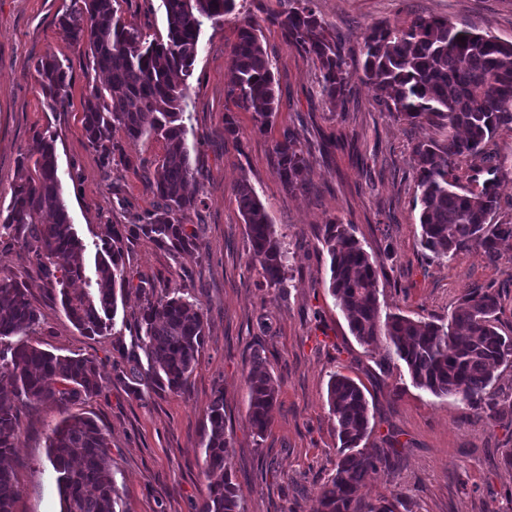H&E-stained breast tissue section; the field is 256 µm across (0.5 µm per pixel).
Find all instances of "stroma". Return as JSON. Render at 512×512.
Returning a JSON list of instances; mask_svg holds the SVG:
<instances>
[{
	"label": "stroma",
	"instance_id": "35a3bbf8",
	"mask_svg": "<svg viewBox=\"0 0 512 512\" xmlns=\"http://www.w3.org/2000/svg\"><path fill=\"white\" fill-rule=\"evenodd\" d=\"M64 4L0 0V208L11 200L19 162L33 149L36 134L51 131L65 205L90 266L109 226L152 207L142 162L160 159L165 143H131L115 132V159L103 168L83 127L86 98L103 77L88 69L84 53L59 28ZM114 7L148 37L165 34L159 0H116ZM287 8L288 0H246L243 7L259 24L280 98L262 130L254 112L238 107L228 91L239 19L231 15L221 25L203 26L184 114L187 141L197 147L191 162L202 172L203 203L182 217L202 248L176 256L143 236L126 240L134 286L118 307L113 329L83 334L54 300L30 248L20 240L0 243V272L25 281L42 314L43 328L28 343L58 355L95 358L103 379L98 395L68 408L41 404L22 410L10 460L20 490L14 512H61L48 438L72 416L93 418L110 435L124 512H194L208 495L202 443L206 410L219 393L244 512H313L337 459L327 404V383L336 372L363 388L372 427L367 446L386 457L361 486L363 502L396 498L404 512H512V467L503 461L512 450V422L491 423L458 398L417 388L405 367L383 372L384 344L361 345L329 292V258L318 237L324 224L351 225L364 249L384 261L381 305L414 319L447 316L468 288L481 285L498 293L499 325L512 332V276L476 249L450 261L421 253L413 149L437 137L436 127L396 121L369 85L346 105L330 104L319 92L316 65L266 20ZM315 8L343 33L357 35L379 22L402 27L423 15L512 41V0H315ZM49 52L67 57L73 74L67 102L55 111L46 106L34 70ZM228 118L237 136L225 132ZM290 128L313 154L308 187L297 194L287 193L273 172L275 144ZM330 133L339 141L328 155H319ZM243 180L291 252L286 290L267 287L250 260L236 199ZM147 283L184 289L204 314V346L178 393L137 394L123 375L117 347L132 341L129 323L145 300ZM257 352L266 357L277 391L272 421L260 437L247 423L246 376Z\"/></svg>",
	"mask_w": 512,
	"mask_h": 512
}]
</instances>
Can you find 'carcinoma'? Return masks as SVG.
<instances>
[{"label":"carcinoma","mask_w":512,"mask_h":512,"mask_svg":"<svg viewBox=\"0 0 512 512\" xmlns=\"http://www.w3.org/2000/svg\"><path fill=\"white\" fill-rule=\"evenodd\" d=\"M314 0H293L288 11L267 17L280 28L288 46L319 65L321 94L331 103L356 96L358 83L384 92L383 105L399 121H428L440 137L416 145L422 229L420 247L435 258L453 259L473 248L487 262L507 267L512 255L503 252L512 241V220L494 222L500 208L498 184L508 158L488 157L486 143L500 130L512 131V41L467 29L446 19L418 16L399 28L386 22L367 27L359 54L347 46L350 37L332 31L313 7ZM236 0H160L166 37L149 41L117 16L113 0H69L59 18L64 36L84 49L89 65L107 74L93 87L84 106V130L104 164L112 161V133L120 130L134 143L159 137L166 151L145 182L156 198L154 207L129 217V233L143 235L175 253L201 248L199 236L181 223L202 199L187 192L200 178L192 167L184 103L200 50L206 22L217 26L236 10ZM256 22L243 20L231 51L234 80L231 94L255 113L263 128L274 116L276 97L271 62L256 34ZM464 41H459V38ZM37 82L48 107L64 106L72 82L68 59L49 53L35 64ZM36 151L20 162V183L7 214L0 219V238H23L34 246L38 269L73 324L89 336L110 327L117 313L118 293L131 279L123 235L112 225V244L96 251V279L84 263L86 246L71 224L62 199L56 138L36 135ZM275 174L288 193L307 186L311 153L298 134L283 133L275 145ZM474 165L471 186L456 175L461 160ZM251 259L260 267L267 287L283 288L290 255L269 224L263 203L248 181L236 186ZM319 241L330 263L329 290L346 316L351 334L364 346L385 338L388 354L404 363L414 386L436 397L459 396L478 414L498 420L512 415V396L495 387V370L512 366V334L499 327L498 295L475 285L462 295L448 319H413L382 312L379 278L383 261L369 254L347 225H323ZM82 282L89 289L73 291ZM150 297L134 318L135 341L119 346L125 375L133 392L143 385L153 391L185 389L205 340L201 306L166 288ZM41 324L25 284L0 275V392L17 402L0 400V459L8 456L20 436V409L54 404L66 407L101 386L100 363L90 357L60 356L10 341L27 336ZM250 393L248 424L260 436L267 429L276 391L266 359L255 353L247 375ZM327 403L339 440L334 473L323 482L314 512H396L394 501L359 505V488L383 457L365 448L371 432L369 405L351 377L335 373L327 386ZM209 431L205 473L209 493L199 512H244L230 468L231 444L224 421V394L207 409ZM111 440L93 420L72 416L49 437V460L62 495L63 512H122L121 497L110 465ZM19 495L12 469L0 464V512H13Z\"/></svg>","instance_id":"obj_1"}]
</instances>
